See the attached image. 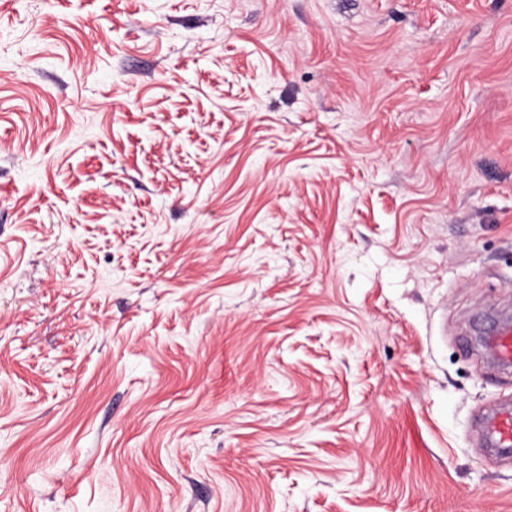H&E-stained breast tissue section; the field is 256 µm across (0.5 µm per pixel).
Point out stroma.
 I'll use <instances>...</instances> for the list:
<instances>
[{"label": "stroma", "mask_w": 512, "mask_h": 512, "mask_svg": "<svg viewBox=\"0 0 512 512\" xmlns=\"http://www.w3.org/2000/svg\"><path fill=\"white\" fill-rule=\"evenodd\" d=\"M512 0H0V512H512ZM490 344L498 361L506 366L512 365V328L504 326L490 337ZM483 426L492 445L498 450L512 447V411L492 410L483 416Z\"/></svg>", "instance_id": "obj_1"}]
</instances>
